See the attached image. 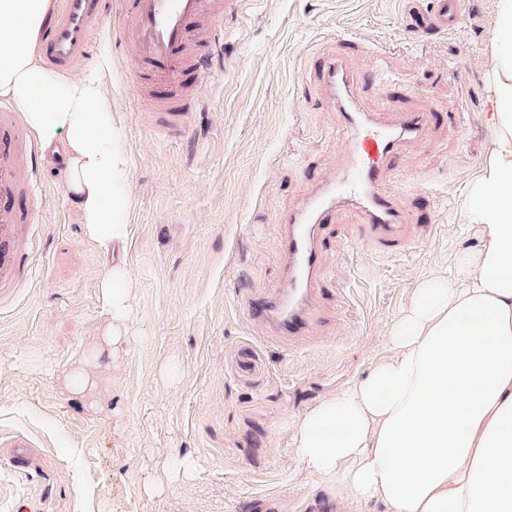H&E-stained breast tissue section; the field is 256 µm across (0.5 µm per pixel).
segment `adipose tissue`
<instances>
[{"mask_svg":"<svg viewBox=\"0 0 512 512\" xmlns=\"http://www.w3.org/2000/svg\"><path fill=\"white\" fill-rule=\"evenodd\" d=\"M495 8L492 147L463 209L482 245L460 256L456 277L416 285L389 330L390 355L365 381L296 422L294 453L309 472L341 474L354 499L387 512H512V0ZM51 9L52 0H0V94L44 145L62 143L66 188L107 256L129 234L130 177L109 62L77 76L44 68L35 48ZM97 287L112 322L95 359L110 364L126 341L133 284L114 263Z\"/></svg>","mask_w":512,"mask_h":512,"instance_id":"adipose-tissue-1","label":"adipose tissue"}]
</instances>
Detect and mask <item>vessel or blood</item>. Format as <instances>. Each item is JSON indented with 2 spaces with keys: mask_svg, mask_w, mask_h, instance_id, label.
I'll return each mask as SVG.
<instances>
[{
  "mask_svg": "<svg viewBox=\"0 0 512 512\" xmlns=\"http://www.w3.org/2000/svg\"><path fill=\"white\" fill-rule=\"evenodd\" d=\"M242 0H62L53 20L40 34L45 64L67 70L92 52V38L112 7L123 12L119 39L129 58V80L135 91L164 85L173 89L168 98H152L147 117L152 128L181 133L188 126L195 90L184 83L186 72L196 80L209 75L204 55L189 46L191 27H198L204 42L217 45L228 20L237 16ZM429 11L414 12L411 21L422 33L455 28L463 0H430ZM325 85L339 102L341 121L349 139L340 164L325 173L292 209L278 240L284 257V278L272 297L250 301L252 315L266 325L270 335L284 339L307 335L320 298L324 240L320 235L336 210L356 206L362 213V241L392 252L403 242V219L384 175L392 162L407 152L437 124L433 112H366L357 102V82L343 58L325 65ZM38 146L20 125L14 108L0 103V288L23 278L20 242L22 225L34 224L35 214L22 206L23 198L38 190Z\"/></svg>",
  "mask_w": 512,
  "mask_h": 512,
  "instance_id": "vessel-or-blood-1",
  "label": "vessel or blood"
}]
</instances>
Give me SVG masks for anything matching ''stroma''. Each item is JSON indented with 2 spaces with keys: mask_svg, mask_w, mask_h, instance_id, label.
I'll return each instance as SVG.
<instances>
[{
  "mask_svg": "<svg viewBox=\"0 0 512 512\" xmlns=\"http://www.w3.org/2000/svg\"><path fill=\"white\" fill-rule=\"evenodd\" d=\"M494 0H467L454 31L412 35L407 0H243L212 55L186 132L156 135L124 79L109 24L112 109L131 159L132 234L112 256L84 234L63 180V148L38 159L35 246L17 292L0 300V512H296L341 504L336 476L305 471L293 448L312 404L386 357V328L413 288L454 277L481 244L461 202L491 141L485 72ZM363 110L421 109L440 122L387 173L407 243H362L357 208L324 230L316 333L281 345L246 300L282 285L280 219L346 145L320 60L342 40ZM132 279L118 368L92 360L110 322L97 282L108 262ZM28 439L32 463L7 448Z\"/></svg>",
  "mask_w": 512,
  "mask_h": 512,
  "instance_id": "35a3bbf8",
  "label": "stroma"
}]
</instances>
